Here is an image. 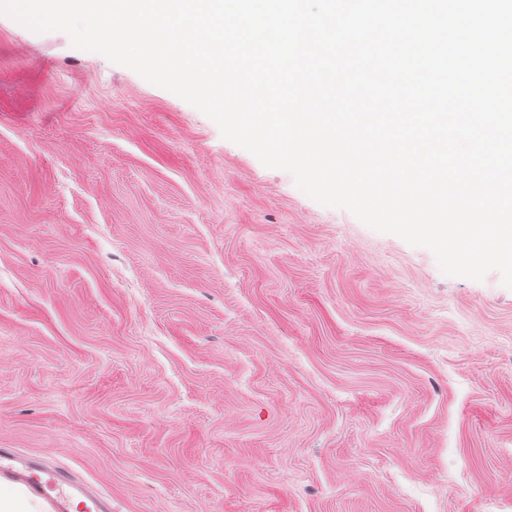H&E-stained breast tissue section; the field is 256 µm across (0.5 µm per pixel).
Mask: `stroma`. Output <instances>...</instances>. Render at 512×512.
I'll return each mask as SVG.
<instances>
[{"mask_svg":"<svg viewBox=\"0 0 512 512\" xmlns=\"http://www.w3.org/2000/svg\"><path fill=\"white\" fill-rule=\"evenodd\" d=\"M0 448L112 512H512V288L0 14Z\"/></svg>","mask_w":512,"mask_h":512,"instance_id":"obj_1","label":"stroma"}]
</instances>
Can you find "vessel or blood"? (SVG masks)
Listing matches in <instances>:
<instances>
[{"label": "vessel or blood", "mask_w": 512, "mask_h": 512, "mask_svg": "<svg viewBox=\"0 0 512 512\" xmlns=\"http://www.w3.org/2000/svg\"><path fill=\"white\" fill-rule=\"evenodd\" d=\"M0 475L16 482L29 495L47 501L51 512H69L70 491L74 488L90 499L94 512H112L110 500L92 495L87 487H75L68 472L21 458L13 448H0Z\"/></svg>", "instance_id": "1"}]
</instances>
